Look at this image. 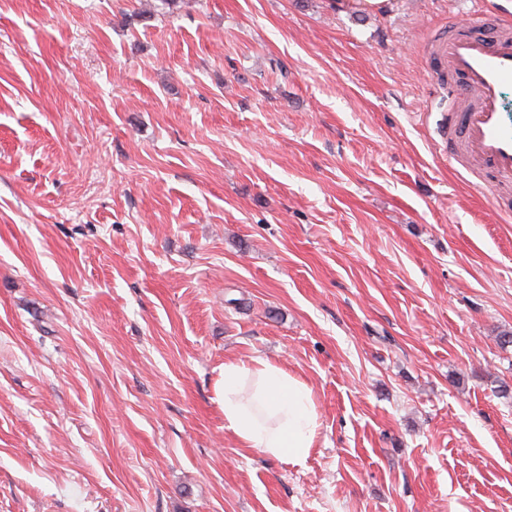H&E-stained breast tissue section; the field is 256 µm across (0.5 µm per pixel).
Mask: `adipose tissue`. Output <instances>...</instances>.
Here are the masks:
<instances>
[{"label":"adipose tissue","instance_id":"obj_1","mask_svg":"<svg viewBox=\"0 0 512 512\" xmlns=\"http://www.w3.org/2000/svg\"><path fill=\"white\" fill-rule=\"evenodd\" d=\"M224 426L241 447L303 464L321 423L312 391L263 358L224 363Z\"/></svg>","mask_w":512,"mask_h":512}]
</instances>
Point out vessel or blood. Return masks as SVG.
<instances>
[{
	"mask_svg": "<svg viewBox=\"0 0 512 512\" xmlns=\"http://www.w3.org/2000/svg\"><path fill=\"white\" fill-rule=\"evenodd\" d=\"M490 19L477 10L464 24L436 34L430 44L440 69L454 73L459 106L448 114L449 158H474L495 177H512V115L503 98L512 87V34L487 37L480 29Z\"/></svg>",
	"mask_w": 512,
	"mask_h": 512,
	"instance_id": "vessel-or-blood-1",
	"label": "vessel or blood"
}]
</instances>
